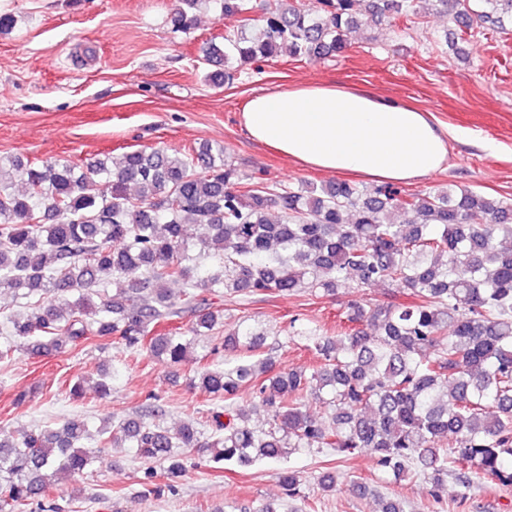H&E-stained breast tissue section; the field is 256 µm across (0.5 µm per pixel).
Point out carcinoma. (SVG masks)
<instances>
[{"instance_id": "1", "label": "carcinoma", "mask_w": 512, "mask_h": 512, "mask_svg": "<svg viewBox=\"0 0 512 512\" xmlns=\"http://www.w3.org/2000/svg\"><path fill=\"white\" fill-rule=\"evenodd\" d=\"M202 0H178L174 24L195 25ZM220 18L257 15L224 31V83L286 51L296 60L343 53L363 20L406 17L415 0H218ZM453 20L454 38L504 32L512 0H426ZM25 190H13L15 181ZM178 285L177 289L170 285ZM389 284L409 303L351 301L336 331L289 321V339L314 364L279 368L252 360L266 331L243 320L224 333L228 358L191 383L219 404L206 433L172 432L166 409L90 429L68 418L23 431L0 430V512H21L50 495L59 477L82 476L110 448H132L148 464L144 492L175 490L180 449L216 464L278 461L297 450L346 460L365 451L400 480L414 471L440 497L448 464L512 486V199L448 185L408 193L339 181L285 186L259 169L243 174L207 143L169 152L134 150L82 167L0 157V291L26 313L0 322V362L16 352L46 356L63 344L110 337L130 353L168 366L194 359L197 341L224 326L230 299L336 295L342 286ZM190 315L187 323L179 322ZM246 392L249 403L238 402ZM323 408L310 412L308 401ZM262 413L265 426H250ZM162 471H157V468ZM283 497L249 512H292L301 476L277 473Z\"/></svg>"}]
</instances>
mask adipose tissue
I'll return each mask as SVG.
<instances>
[{"mask_svg": "<svg viewBox=\"0 0 512 512\" xmlns=\"http://www.w3.org/2000/svg\"><path fill=\"white\" fill-rule=\"evenodd\" d=\"M240 122L254 140L310 168L407 184L442 170L448 130L428 110L346 84L306 83L248 99Z\"/></svg>", "mask_w": 512, "mask_h": 512, "instance_id": "1", "label": "adipose tissue"}]
</instances>
